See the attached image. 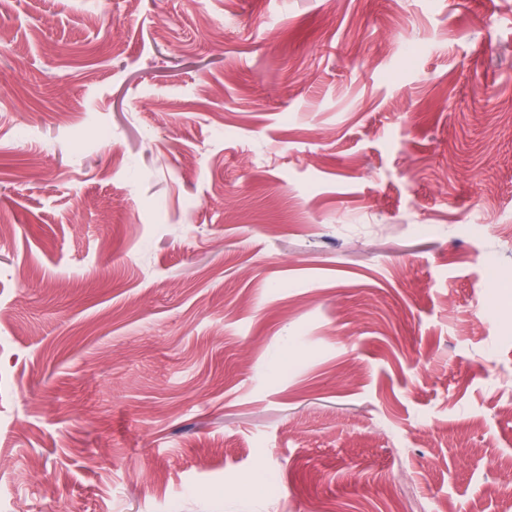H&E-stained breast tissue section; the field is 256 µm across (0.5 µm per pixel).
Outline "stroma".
I'll return each mask as SVG.
<instances>
[{
    "mask_svg": "<svg viewBox=\"0 0 512 512\" xmlns=\"http://www.w3.org/2000/svg\"><path fill=\"white\" fill-rule=\"evenodd\" d=\"M511 480L512 0H0V512Z\"/></svg>",
    "mask_w": 512,
    "mask_h": 512,
    "instance_id": "35a3bbf8",
    "label": "stroma"
}]
</instances>
